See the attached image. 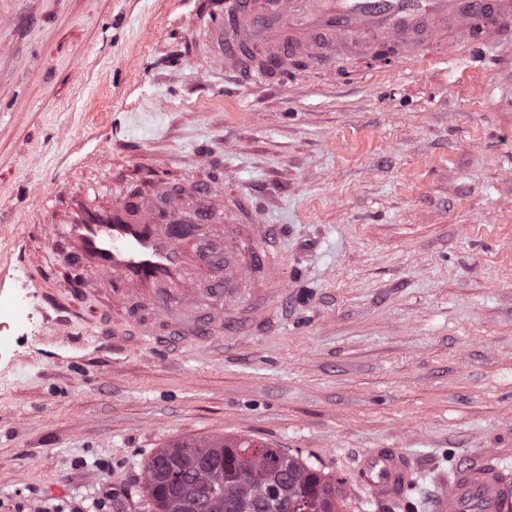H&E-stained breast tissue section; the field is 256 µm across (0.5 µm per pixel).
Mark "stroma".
I'll return each instance as SVG.
<instances>
[{"label": "stroma", "instance_id": "35a3bbf8", "mask_svg": "<svg viewBox=\"0 0 512 512\" xmlns=\"http://www.w3.org/2000/svg\"><path fill=\"white\" fill-rule=\"evenodd\" d=\"M206 24L204 0H0V512H151L144 461L222 437L342 480L346 512H375L361 455L400 449L435 512L458 460L512 464V45L239 86ZM195 179L263 213L283 302L205 351L106 335L41 225Z\"/></svg>", "mask_w": 512, "mask_h": 512}]
</instances>
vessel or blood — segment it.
Listing matches in <instances>:
<instances>
[{
  "instance_id": "b4317fda",
  "label": "vessel or blood",
  "mask_w": 512,
  "mask_h": 512,
  "mask_svg": "<svg viewBox=\"0 0 512 512\" xmlns=\"http://www.w3.org/2000/svg\"><path fill=\"white\" fill-rule=\"evenodd\" d=\"M512 38V0H232L215 12L206 41L215 60L241 81L272 71L287 73L288 61L304 55L326 59L327 50L364 54L393 46L399 59L415 61L436 42L444 52L477 49L484 41ZM192 211L170 205L156 185L151 196L121 198L105 207L74 204L64 224L44 228L46 240L62 238L64 258L89 271L97 284L112 285V306L131 298L128 326L156 344L208 343L213 330L235 329L263 318L281 301L280 265L271 250L273 230L258 213L238 227V244L220 250L212 220L218 209L239 212L244 195L221 196L200 189ZM265 274L264 304L242 308L236 285L249 272ZM210 284L215 308L203 307L198 279ZM412 464L393 448L365 454L358 474L375 497L403 500ZM443 512H512V470L495 454L464 459L448 475Z\"/></svg>"
}]
</instances>
